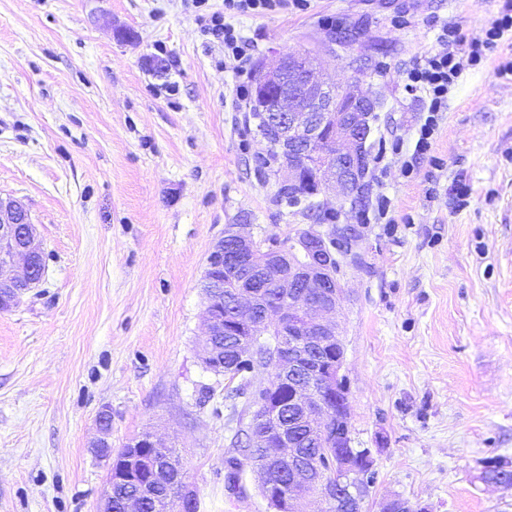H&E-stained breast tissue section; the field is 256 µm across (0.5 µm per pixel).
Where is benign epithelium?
Segmentation results:
<instances>
[{
    "mask_svg": "<svg viewBox=\"0 0 512 512\" xmlns=\"http://www.w3.org/2000/svg\"><path fill=\"white\" fill-rule=\"evenodd\" d=\"M258 85L266 89L261 109L269 132L261 134L267 147L283 158L312 157L318 170L319 189L339 185L347 196L366 179L365 150L373 134V116L380 98L373 94L343 93L328 85L314 67L311 57L302 52L282 55L275 64L257 69ZM330 140L334 153H322L317 147ZM336 246L329 249L327 237L311 224L287 243L256 241L232 230L210 251L207 264L228 267L233 272L229 288L233 296V317L225 322L212 304L205 309L203 337L236 336L243 327L259 322L277 332L279 343L273 350L277 379L255 390V409L248 428L250 447L262 448L270 463L288 461V493L279 497L266 491L268 501L283 504L275 512H306L302 505L315 499L333 503L346 496L363 503L367 489L352 476L355 454L336 458L342 478L334 482L323 471L300 461L301 452L290 438L288 411L298 414L308 437L320 448L332 445L350 447L349 433L331 432L333 420L349 422L348 401L331 411L325 394L345 393L343 375L345 351L336 311L343 293L333 251L355 256L358 240L351 226L336 227ZM43 252L36 225L30 221L24 205L11 197L0 196V311L11 310L37 283ZM276 271L274 287L282 300L264 304L255 291V283ZM318 288L321 295L307 292ZM333 348L331 360L314 361L316 352ZM288 385V397L277 396V386ZM275 428L276 440L259 434L256 425ZM164 442L150 433L126 444L124 476L135 479L143 470L154 471L160 462L183 476L181 460L173 455L165 459L141 455L142 448H162ZM420 507L394 496L386 499L382 512H419Z\"/></svg>",
    "mask_w": 512,
    "mask_h": 512,
    "instance_id": "1",
    "label": "benign epithelium"
}]
</instances>
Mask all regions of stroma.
I'll return each instance as SVG.
<instances>
[{
    "mask_svg": "<svg viewBox=\"0 0 512 512\" xmlns=\"http://www.w3.org/2000/svg\"><path fill=\"white\" fill-rule=\"evenodd\" d=\"M512 0H310L233 16L254 61L312 50L342 92L383 106L371 193L340 187L316 212L276 198L279 177L245 124L252 76L225 64L192 0H0V195L36 224L44 274L0 312V512H97L110 460L145 433L176 448L198 512H268L251 471L225 487L253 410L243 380L198 353L207 257L231 225L285 239L329 216L357 225L340 261L351 445L370 449L364 512L398 495L429 512H512L485 463H512V31L465 66L423 156L426 96L404 72ZM359 42L334 57L336 31Z\"/></svg>",
    "mask_w": 512,
    "mask_h": 512,
    "instance_id": "obj_1",
    "label": "stroma"
}]
</instances>
